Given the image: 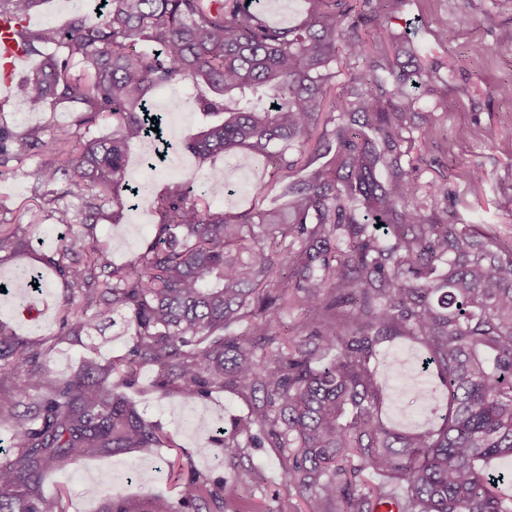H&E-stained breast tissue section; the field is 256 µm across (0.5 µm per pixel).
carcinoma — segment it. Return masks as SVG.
I'll return each mask as SVG.
<instances>
[{"label":"carcinoma","mask_w":512,"mask_h":512,"mask_svg":"<svg viewBox=\"0 0 512 512\" xmlns=\"http://www.w3.org/2000/svg\"><path fill=\"white\" fill-rule=\"evenodd\" d=\"M39 0H0V12L25 19ZM98 18L72 17L63 30H20L27 51L45 52L42 68L17 95L35 104L80 105L79 128L101 117L109 133L43 139L0 125V165L38 149L50 160L34 172L35 191L69 228L45 263L64 280L59 335L76 339L112 313L125 315L135 341L125 358L93 362L60 385L37 360L38 340H19L0 323V415L14 429L19 457L0 465V512H61L35 492L58 457L90 448H136L154 458L169 437L126 400L142 365L158 369L156 387L185 402L213 388L249 398V415L232 432L216 431L234 461L241 438L288 453V485L312 493L310 512H512V473L491 466L512 459V241L476 224H450L410 204L417 168L400 163L415 148L414 113L422 88L438 80L411 44L393 34L390 51L370 55L375 31L404 0H307L297 25L275 26L247 0H105ZM349 61V89L326 103L339 58ZM76 66L82 73L72 74ZM186 84L204 123L184 148L201 159L246 151L272 167L281 207L215 211L229 193L212 181L195 190L169 185L157 201L153 241L130 265L115 266L89 231L136 207L127 180L132 143L156 126L147 101ZM278 108H273V105ZM325 130L313 139L317 128ZM332 160L301 180L294 151ZM80 189L82 219L63 199ZM29 241L0 224V254ZM303 310L297 334L276 325L288 301ZM246 324L245 333L229 332ZM398 336L424 350L425 367L448 390L436 429L392 430L379 416L382 395L370 367L377 348ZM336 355L327 363L324 357ZM32 364L26 388L10 393L18 369ZM40 393L22 414L18 396ZM370 469L386 483L366 488ZM251 468L230 487L193 476L183 506L250 484ZM140 512H175L163 496Z\"/></svg>","instance_id":"cac0c4a2"}]
</instances>
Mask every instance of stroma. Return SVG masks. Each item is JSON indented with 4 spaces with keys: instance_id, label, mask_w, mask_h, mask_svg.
<instances>
[{
    "instance_id": "1",
    "label": "stroma",
    "mask_w": 512,
    "mask_h": 512,
    "mask_svg": "<svg viewBox=\"0 0 512 512\" xmlns=\"http://www.w3.org/2000/svg\"><path fill=\"white\" fill-rule=\"evenodd\" d=\"M101 6L102 0H79L75 5L41 0L31 13L30 27L62 29L73 16L96 14ZM392 27L405 32L419 48L421 61L437 66L443 77L433 92L425 95L426 111L414 119L415 124L431 127L429 148L417 172L415 203L428 215L447 217L452 224H478L502 240H512V157L501 151L502 144L512 142V98L494 92L495 86L512 84V0H408ZM442 29L447 32L443 42L436 37ZM191 94L186 85L156 92L155 98L162 104L174 97L184 101L182 111L168 113L166 120L174 164L150 168L142 145H133L128 153V178L134 185L148 184L149 191L139 198L136 210L124 213L120 223L107 216L95 226L99 243L108 249L115 264L135 263L151 243L158 220L154 201L169 181L226 182L234 191L232 200L218 197L211 205L216 210L241 212L252 207L257 184L269 180L268 173L246 152L201 161L184 151V142L201 121L189 101ZM444 94L454 100V108L435 111L436 101ZM75 116V104L66 100L35 105L18 99L0 108V124L19 133L33 126L49 136L70 132ZM44 159V153H28L22 160L10 161L0 177V224L17 226L19 233L32 241L30 253L0 262V281L16 266L25 265L41 268L47 284L25 305L13 294H0V322L19 338H42L46 350L42 362L52 380L63 382L78 373L85 361L105 366L125 357L134 329L125 317L117 315L99 322L91 335L75 340L59 336L66 285L53 271L42 268L41 260L55 250L65 228L55 223L50 205L35 197L32 172ZM472 168L484 174L477 191L464 177ZM432 181L447 183V201L431 200L426 186ZM418 351L407 339L385 344L375 367V379L385 396L383 421L400 431L410 427L412 396L396 378L402 372L404 356ZM156 380V367L143 366L126 395L146 421L171 438L170 447L158 451L159 463L143 460L134 448L117 452L94 448L79 460H62L42 473L38 485L43 496L59 498L62 512H102L107 499L87 497L85 488L90 484L111 490V498L126 512H139L151 494L180 505L182 485L196 473L215 484L231 482L234 469L225 461L222 448L209 438L217 428L245 420L247 398L230 389H217L189 404L176 392L158 391ZM240 460L257 470L256 480L240 488L236 496L208 500L205 512H277L283 505L288 512H309L308 497L288 485V461L281 449L248 447L242 449Z\"/></svg>"
}]
</instances>
